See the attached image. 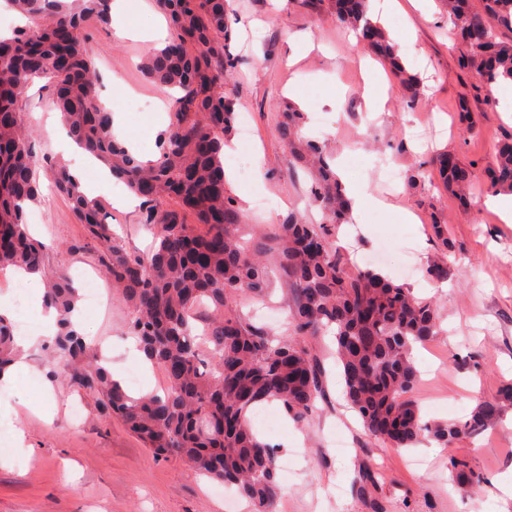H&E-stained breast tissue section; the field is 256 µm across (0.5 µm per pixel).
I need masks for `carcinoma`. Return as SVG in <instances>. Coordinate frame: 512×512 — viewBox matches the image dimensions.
I'll use <instances>...</instances> for the list:
<instances>
[{
	"label": "carcinoma",
	"mask_w": 512,
	"mask_h": 512,
	"mask_svg": "<svg viewBox=\"0 0 512 512\" xmlns=\"http://www.w3.org/2000/svg\"><path fill=\"white\" fill-rule=\"evenodd\" d=\"M28 24L0 39V268L45 273L43 246L23 222L22 205L37 200V165L31 132L19 101L35 76L69 134L104 162L141 200L144 224L153 235L146 255L132 254L112 236L101 205L87 199L62 166L55 188L95 247L98 263L131 317L127 334L166 380L163 394L134 398L100 364L98 349L84 342L70 322L74 291L59 279L46 302L59 313L54 352L81 364L77 384L98 393L109 413L153 450L176 456L191 468L249 499L255 512H273L277 496L275 453L253 433L255 404L278 402L300 420L325 397L324 370L309 339L330 330L344 394L365 431L395 448L427 439L448 446L461 434L479 435L512 404V384L493 401L477 405L464 422L423 420L408 394L419 383L412 351L442 334L435 303L373 268L352 271L336 245L340 225L351 220V201L328 154L303 133L305 113L286 106L277 130L293 164L312 175L310 201L320 220L290 216L259 232L262 242L243 240V213L226 183L224 143L235 120L224 82L239 60L227 50L228 0H157L170 35L148 52L142 70L162 87L176 88L175 112L162 134L159 154L141 160L112 133V115L98 105L100 77L87 48V24L104 28L112 0H6ZM454 33L467 46L462 64L491 85L512 80V43L498 40L491 22L512 26V0H485L484 12L469 0H441ZM336 22L356 31L361 47L378 55L415 102L419 77L408 72L387 31L368 16L369 0H335ZM427 164L461 203L472 177L448 153ZM493 193L512 192V139L501 142L488 174ZM193 222H188V218ZM274 266L293 288L289 324L279 338L236 310L242 294L263 295ZM213 309L202 335H194L198 310ZM12 328L0 316V372L17 360ZM448 468L459 486L478 480L455 460Z\"/></svg>",
	"instance_id": "carcinoma-1"
}]
</instances>
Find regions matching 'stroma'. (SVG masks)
<instances>
[{"label": "stroma", "mask_w": 512, "mask_h": 512, "mask_svg": "<svg viewBox=\"0 0 512 512\" xmlns=\"http://www.w3.org/2000/svg\"><path fill=\"white\" fill-rule=\"evenodd\" d=\"M387 13L385 28L410 30L412 43L401 47L406 68L422 80L414 105L398 81L382 94L384 112L364 103L368 74L355 64L363 51L347 30L337 26L333 0H230L235 19L229 51L240 60L237 74L224 84L249 142L233 130L231 155L224 169L247 223L264 226L289 212L308 221L319 218L311 205L310 177L293 167L276 130V116L292 99L311 103L307 132L331 153L349 184L384 199L363 210L354 225H343L337 238L351 267L389 247L384 270L413 288L417 296L437 300L444 333L413 351L420 382L410 395L424 420L445 423L466 419L478 401L497 398L512 383V223L489 209L482 172L496 146L512 136V85L477 86L461 66L466 48L449 35L439 4L424 16L412 0ZM125 22L136 31L116 40L110 30L92 29L88 46L102 76L100 94L123 106V138L140 157L157 150V135L170 109V92L152 83L140 68L154 17L139 0H126ZM295 65H286L289 56ZM25 124L32 130L38 157L70 166L59 132L48 126L54 105L38 84L22 97ZM447 151L474 174L469 208L444 191L428 161ZM41 197L26 212L35 239L46 247L50 272L71 278H102L92 249L86 248L67 197L57 193L48 174H40ZM108 183L100 199L113 234L131 252L146 253L150 233L138 207L128 206ZM418 223L401 220L403 211ZM444 224L454 243L447 255L448 279L433 283L426 267L438 248L431 227ZM292 294L275 281L264 299L242 297L239 312L261 309L263 324L281 335ZM86 332L111 346L113 371L128 374L140 359L127 346V309L110 300L99 311H83ZM324 362L326 398L304 421L287 416L277 403L259 410L277 418L276 431L254 426L274 446L278 460L295 459L293 471H279L275 512H512V497L491 488L492 477L512 471V405L482 435L460 436L450 447L426 441L399 449L368 437L343 400L341 371L328 336L313 340ZM22 355L29 366L15 389L0 391V422L23 432L24 445H0V512H224V484L200 475L179 459L159 458L110 417L98 397L71 379L73 364L55 361L47 344L35 342ZM50 376L49 387L31 389V375ZM341 440L336 451L333 440ZM457 458L482 476V483L453 487L448 461ZM381 465L378 483L359 491L360 470Z\"/></svg>", "instance_id": "1"}]
</instances>
